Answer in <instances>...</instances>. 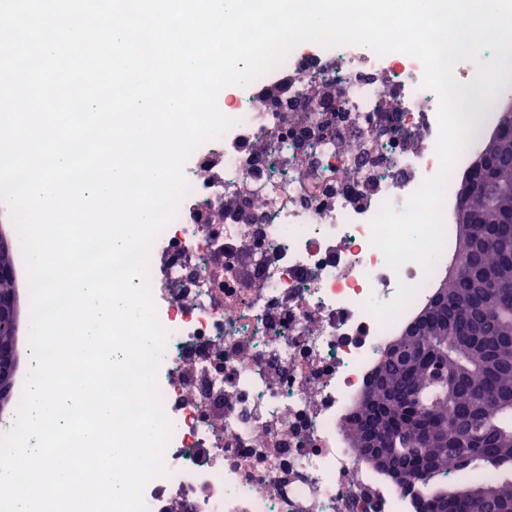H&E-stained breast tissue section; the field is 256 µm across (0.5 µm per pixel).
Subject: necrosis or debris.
Returning <instances> with one entry per match:
<instances>
[{
    "label": "necrosis or debris",
    "mask_w": 512,
    "mask_h": 512,
    "mask_svg": "<svg viewBox=\"0 0 512 512\" xmlns=\"http://www.w3.org/2000/svg\"><path fill=\"white\" fill-rule=\"evenodd\" d=\"M289 109L260 103L269 74L226 98L234 124L197 148L189 193L149 256L167 330L158 387L173 432L148 512H411L348 456L351 397L439 279L390 269L370 243L383 205L403 210L440 170L439 100L421 62L354 45L299 44ZM336 104L307 121V75ZM235 202L223 220L211 207Z\"/></svg>",
    "instance_id": "1"
}]
</instances>
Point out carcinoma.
<instances>
[{
    "label": "carcinoma",
    "mask_w": 512,
    "mask_h": 512,
    "mask_svg": "<svg viewBox=\"0 0 512 512\" xmlns=\"http://www.w3.org/2000/svg\"><path fill=\"white\" fill-rule=\"evenodd\" d=\"M291 88L268 89L263 104L280 109ZM469 205L484 216L470 265L445 279L448 299L430 296L417 333L402 327L389 337L409 347L411 362L379 357L366 385L380 396L351 404L350 447L383 463L376 473L391 485L406 475L401 489H427L415 512H477L481 495L512 512V480L478 477L512 471V223H498L503 213L486 196ZM454 473L462 478L441 486Z\"/></svg>",
    "instance_id": "1"
}]
</instances>
